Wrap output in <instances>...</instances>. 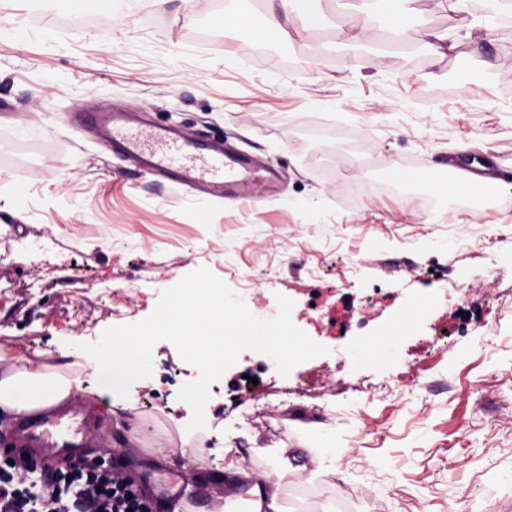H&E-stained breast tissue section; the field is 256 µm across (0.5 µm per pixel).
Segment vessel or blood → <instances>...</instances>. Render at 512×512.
I'll return each mask as SVG.
<instances>
[{
	"label": "vessel or blood",
	"instance_id": "b4317fda",
	"mask_svg": "<svg viewBox=\"0 0 512 512\" xmlns=\"http://www.w3.org/2000/svg\"><path fill=\"white\" fill-rule=\"evenodd\" d=\"M79 122L83 128L104 131L113 148L139 160L148 172L163 173L177 183H201L243 199L251 196L248 183L237 177L236 160L224 153L204 151L199 143L181 136L144 133L111 112H83ZM88 422V417L53 410L35 421L19 423L12 437L16 447L26 452L74 455L83 445L82 433Z\"/></svg>",
	"mask_w": 512,
	"mask_h": 512
}]
</instances>
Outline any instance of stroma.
I'll use <instances>...</instances> for the list:
<instances>
[{
	"label": "stroma",
	"instance_id": "35a3bbf8",
	"mask_svg": "<svg viewBox=\"0 0 512 512\" xmlns=\"http://www.w3.org/2000/svg\"><path fill=\"white\" fill-rule=\"evenodd\" d=\"M396 8L412 54L367 64L384 33L372 0H294L278 35L260 2L228 26L223 0H0V348L53 364L146 318L197 268L234 290L252 276L269 287L245 297L250 312L273 317L289 298L292 323L328 352L285 377L243 352L210 387L209 447L254 474L280 469L284 512L339 499L348 512H419L423 499L449 512L453 493L475 490L512 512V197L491 187L475 208L446 193L458 163L512 154V23L484 27L486 0ZM424 31L452 49H420ZM105 110L246 158L253 201L149 175L70 124ZM474 224L486 237L459 249ZM360 257L367 276L348 281ZM436 283L447 298L430 299ZM486 321L496 335L483 337ZM152 359L131 412L81 371L93 424L111 425L118 466L147 484L181 473L192 436L178 392L198 375L169 341ZM387 374L405 392L380 390ZM298 382L305 396L273 418L244 419ZM329 385L347 405L326 420L315 405ZM326 434L338 456L321 463Z\"/></svg>",
	"mask_w": 512,
	"mask_h": 512
}]
</instances>
